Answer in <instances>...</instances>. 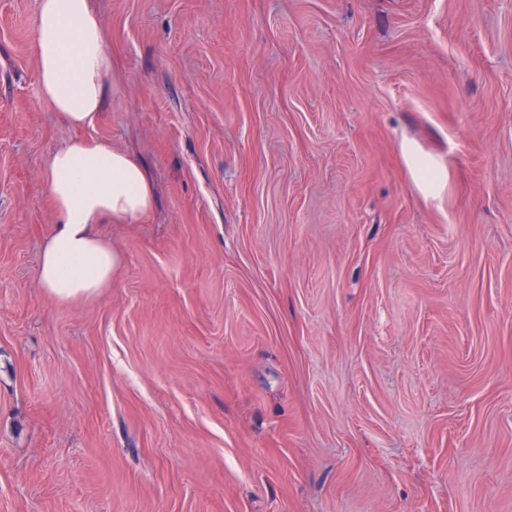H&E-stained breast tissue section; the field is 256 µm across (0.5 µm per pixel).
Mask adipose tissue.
<instances>
[{"label": "adipose tissue", "instance_id": "obj_1", "mask_svg": "<svg viewBox=\"0 0 512 512\" xmlns=\"http://www.w3.org/2000/svg\"><path fill=\"white\" fill-rule=\"evenodd\" d=\"M36 80L40 97L68 125L99 120L112 78V57L91 0H36ZM46 189L54 228L43 248L37 285L54 303L99 297L119 258L101 224L148 218L156 191L144 165L101 139L77 137L50 153Z\"/></svg>", "mask_w": 512, "mask_h": 512}]
</instances>
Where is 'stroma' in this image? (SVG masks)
Wrapping results in <instances>:
<instances>
[{"label":"stroma","instance_id":"stroma-1","mask_svg":"<svg viewBox=\"0 0 512 512\" xmlns=\"http://www.w3.org/2000/svg\"><path fill=\"white\" fill-rule=\"evenodd\" d=\"M35 6L0 0V512H512V0H93L86 134L158 204L68 304Z\"/></svg>","mask_w":512,"mask_h":512}]
</instances>
